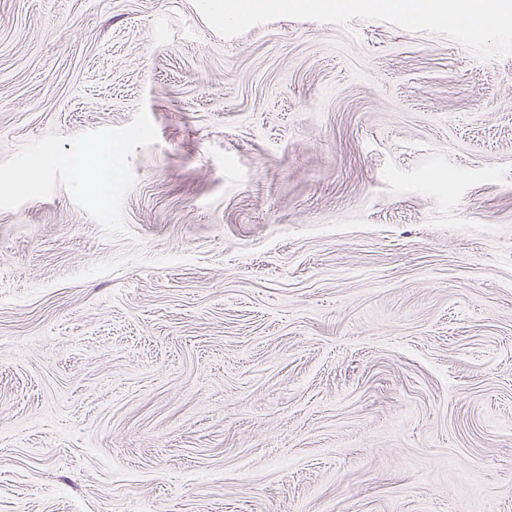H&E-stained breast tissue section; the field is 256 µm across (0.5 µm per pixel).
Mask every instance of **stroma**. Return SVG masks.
I'll return each instance as SVG.
<instances>
[{"label":"stroma","mask_w":512,"mask_h":512,"mask_svg":"<svg viewBox=\"0 0 512 512\" xmlns=\"http://www.w3.org/2000/svg\"><path fill=\"white\" fill-rule=\"evenodd\" d=\"M142 106L129 236L0 209V512H512V56L0 0V160Z\"/></svg>","instance_id":"35a3bbf8"}]
</instances>
